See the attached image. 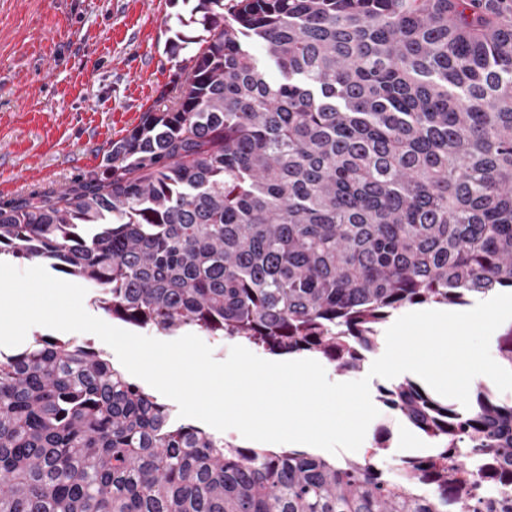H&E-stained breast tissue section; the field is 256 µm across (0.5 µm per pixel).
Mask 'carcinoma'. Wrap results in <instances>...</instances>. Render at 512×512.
Wrapping results in <instances>:
<instances>
[{
  "label": "carcinoma",
  "instance_id": "cac0c4a2",
  "mask_svg": "<svg viewBox=\"0 0 512 512\" xmlns=\"http://www.w3.org/2000/svg\"><path fill=\"white\" fill-rule=\"evenodd\" d=\"M171 105L103 171L0 204V256L40 260L142 329L307 352L342 373L413 305L512 288V0H199ZM281 79L272 81L266 68ZM0 351V512H512L471 507L472 454L512 483V404L410 379L441 443L364 459L214 446L101 351Z\"/></svg>",
  "mask_w": 512,
  "mask_h": 512
}]
</instances>
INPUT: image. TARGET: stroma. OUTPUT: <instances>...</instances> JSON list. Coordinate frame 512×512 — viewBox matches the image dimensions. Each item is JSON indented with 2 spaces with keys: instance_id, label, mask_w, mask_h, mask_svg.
<instances>
[{
  "instance_id": "obj_1",
  "label": "stroma",
  "mask_w": 512,
  "mask_h": 512,
  "mask_svg": "<svg viewBox=\"0 0 512 512\" xmlns=\"http://www.w3.org/2000/svg\"><path fill=\"white\" fill-rule=\"evenodd\" d=\"M183 0H0V204L100 170L203 36Z\"/></svg>"
}]
</instances>
